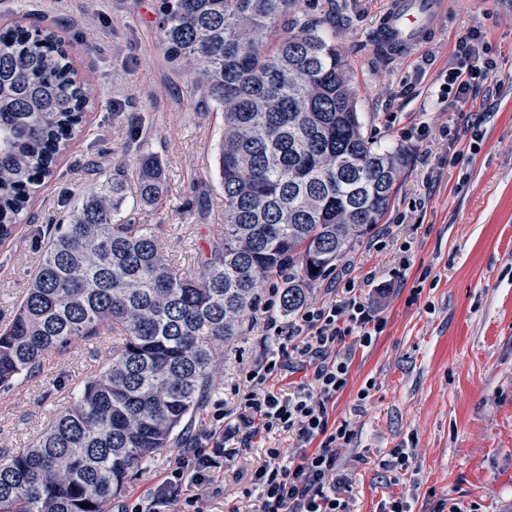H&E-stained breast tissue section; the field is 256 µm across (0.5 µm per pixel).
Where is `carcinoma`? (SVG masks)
Masks as SVG:
<instances>
[{"label":"carcinoma","instance_id":"cac0c4a2","mask_svg":"<svg viewBox=\"0 0 512 512\" xmlns=\"http://www.w3.org/2000/svg\"><path fill=\"white\" fill-rule=\"evenodd\" d=\"M301 13V0H160L165 58L224 112V242L173 274L163 225L127 213L157 209L167 191L142 149L136 183L105 177L53 225L0 328V388L76 341L109 336L112 347L51 426L0 460V512H105L198 409L216 350L239 335L262 283L280 278L281 314L298 311L388 210L408 152L370 141L345 56ZM93 100L55 31L0 32V238L24 219Z\"/></svg>","mask_w":512,"mask_h":512}]
</instances>
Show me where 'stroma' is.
I'll list each match as a JSON object with an SVG mask.
<instances>
[{"instance_id":"35a3bbf8","label":"stroma","mask_w":512,"mask_h":512,"mask_svg":"<svg viewBox=\"0 0 512 512\" xmlns=\"http://www.w3.org/2000/svg\"><path fill=\"white\" fill-rule=\"evenodd\" d=\"M155 0H0V27L54 30L73 44L74 64L101 97L83 134L55 175L34 195L29 221L0 244V326L8 324L37 267L52 224L115 165L136 169V146L152 152L167 179L158 211H136L140 224L164 223L161 247L174 270L196 268L224 237L219 186L222 111L200 102L187 76L164 58ZM387 0H304L303 16L320 22L348 60L364 130L378 146L404 147L409 162L380 226L383 247L368 235L332 273L337 286L361 284L384 327L356 348L346 388L330 404L353 437L339 450L351 512H433L439 500L478 512H512V0H446L435 35L408 57L382 54L373 30ZM486 32L496 59L461 112L445 111L441 74L472 27ZM479 123V153L455 156L442 128ZM427 137L416 136L419 125ZM105 337L48 354L39 374L0 389V459L18 454L74 400L105 365ZM287 359L272 377L285 396L309 381L303 342L245 331L220 355L213 385L175 438L126 483L120 499L149 487L184 447L186 434L209 424L217 407L235 409L237 389L255 364ZM368 389L359 399L360 389ZM295 435H256L231 466L214 469L224 492L210 512H257L249 477L271 448L292 455ZM406 449L408 469L390 467Z\"/></svg>"}]
</instances>
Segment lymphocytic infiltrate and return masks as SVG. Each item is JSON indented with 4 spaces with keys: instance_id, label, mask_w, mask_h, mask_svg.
<instances>
[{
    "instance_id": "f902f5d3",
    "label": "lymphocytic infiltrate",
    "mask_w": 512,
    "mask_h": 512,
    "mask_svg": "<svg viewBox=\"0 0 512 512\" xmlns=\"http://www.w3.org/2000/svg\"><path fill=\"white\" fill-rule=\"evenodd\" d=\"M491 51L482 28L470 30L443 85L449 108L464 110L473 88L494 65ZM260 322L263 330L288 339L302 338L313 372L309 383L285 397L269 390L267 381L270 375L287 370V361H263L248 375L250 388L241 398L233 424L240 445L276 428L294 433L298 441L287 464L279 462L280 449L272 448L269 462L252 473L250 483L259 492V512H351L342 494L338 451L353 432L349 424H331L329 404L347 385L352 361L347 336L357 335L359 344L366 347L381 325L351 281L346 282L341 299L308 304L285 325L266 314ZM225 417V412H215L214 424L195 431L161 479L143 495L121 502L117 512H208L210 498L224 491L213 468L221 461L232 463L237 455L235 448L226 445Z\"/></svg>"
}]
</instances>
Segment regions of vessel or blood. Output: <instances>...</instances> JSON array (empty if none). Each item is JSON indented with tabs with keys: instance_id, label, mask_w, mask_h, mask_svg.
I'll list each match as a JSON object with an SVG mask.
<instances>
[{
	"instance_id": "obj_1",
	"label": "vessel or blood",
	"mask_w": 512,
	"mask_h": 512,
	"mask_svg": "<svg viewBox=\"0 0 512 512\" xmlns=\"http://www.w3.org/2000/svg\"><path fill=\"white\" fill-rule=\"evenodd\" d=\"M443 14L444 0H389L376 39L391 53L413 52L435 33Z\"/></svg>"
}]
</instances>
